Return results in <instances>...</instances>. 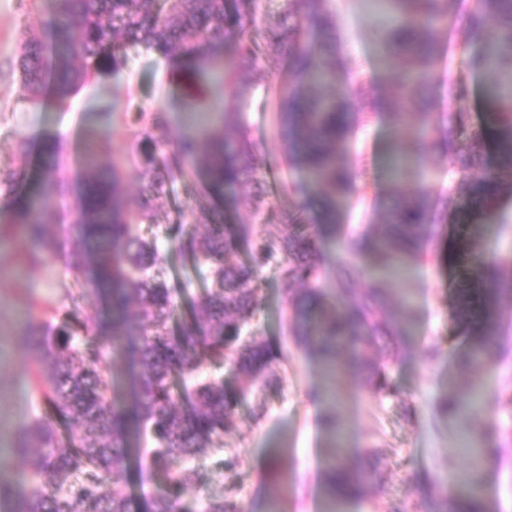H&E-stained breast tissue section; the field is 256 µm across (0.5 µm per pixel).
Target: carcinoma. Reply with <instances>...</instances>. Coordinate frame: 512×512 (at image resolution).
Returning <instances> with one entry per match:
<instances>
[{"instance_id": "1", "label": "carcinoma", "mask_w": 512, "mask_h": 512, "mask_svg": "<svg viewBox=\"0 0 512 512\" xmlns=\"http://www.w3.org/2000/svg\"><path fill=\"white\" fill-rule=\"evenodd\" d=\"M257 0H54L55 18L43 31L23 34L16 57L18 100L31 110L41 109L48 94L63 104L91 80L118 76L129 63L127 50L142 47L176 65L183 73L186 98L203 115L194 133L173 137L163 112H135L132 125L140 142V164L153 175L127 208L119 197L120 163L99 161L98 145H84L83 172L76 193V225L70 266L81 288L68 296L69 314L52 323L55 307L49 299L30 297L26 341L32 351V383L45 403L16 436L13 452L27 460L28 489L20 494L13 482L0 476V512H133L134 494L127 479L131 466H145L166 474V486L144 504L145 512H182L181 498L204 480L200 461L223 447L224 433L234 423L235 409L254 388L279 379L268 375L283 353L257 339L251 329L260 307L256 281L259 272L274 266L285 286L306 289L286 296L293 308L297 343L308 346L324 363L329 381L341 370L336 352L344 349L365 373L368 386L394 397L398 387L386 365L371 362L367 348L376 337L404 338L411 334L406 309L385 308L386 289L351 286L352 275L340 270L330 296L317 287L320 257L314 237L290 215L266 237L252 242L248 259L228 260L250 228L224 227L210 216L208 232L196 225L211 197L245 182L260 183L262 173L253 144L243 131L240 108L261 81L258 45L251 33L256 25ZM390 15L381 42V56L389 72L392 94L373 104L395 123L417 119L413 141L392 131L396 177L405 175L411 157L423 159L427 138L438 137L452 162L467 172L484 161L487 134L494 131L501 153L498 169L484 172L469 184L470 204L498 218L497 199L505 187L503 171L512 170V0H480L477 11L455 13V0H383ZM495 32L485 38L487 20ZM462 21L481 42L476 62L499 86L486 125L467 129L452 119L436 123L423 105L442 55L436 28ZM332 28L329 0H288V12L270 29L266 39L288 53L291 84L279 91L277 134L289 149L292 165L307 178L292 186L300 196L319 192L326 211H336V198L353 189L350 165L342 153L355 129V113L348 96L336 90V51L321 39ZM43 174L39 190L11 211L8 223L22 228L27 247L21 260L46 269L54 259L48 226L55 223L54 200L68 190L58 173L60 146L43 144ZM204 171V201L181 215L163 235L146 237L141 224L156 223L155 202L166 199L178 179ZM27 152L19 162L0 167V194H15L27 182ZM431 197L418 190L395 202L390 219L375 234L348 242V250L371 257L393 271L415 251L430 212ZM176 244L193 265L204 272L207 288L189 301V319L181 336L171 333L177 312L175 289L164 272L167 249L159 238ZM92 273L95 291L112 294V314L94 322L80 319L92 306L93 292L82 287ZM456 313L464 326L490 312L492 297L483 289L479 270L464 268L456 281ZM137 336V370L132 405L117 403L115 361L122 358L125 340ZM494 332L486 331L469 343L466 352L473 378L464 391L443 394L438 413L452 417L477 410L484 383L488 349ZM230 372L234 384L224 381ZM499 437L488 423L477 433L479 447L470 449L473 478L457 492L458 512H489L478 482L483 464L498 456L489 441ZM378 452L368 451L364 469L353 468L336 450L326 482L338 500L360 495L365 476H375ZM422 512H453L448 496L431 494ZM203 512H243L228 495L210 496Z\"/></svg>"}]
</instances>
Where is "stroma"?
Returning <instances> with one entry per match:
<instances>
[{
	"instance_id": "stroma-1",
	"label": "stroma",
	"mask_w": 512,
	"mask_h": 512,
	"mask_svg": "<svg viewBox=\"0 0 512 512\" xmlns=\"http://www.w3.org/2000/svg\"><path fill=\"white\" fill-rule=\"evenodd\" d=\"M330 8L335 17L332 36L336 52L347 62L338 74L339 90L362 82L371 97L390 95L391 82L379 54L383 20L374 0H330ZM53 18L52 0H41L35 9L25 0H0V166L15 162L24 145L29 175L37 177L40 145L53 137L62 146L61 159L69 181H76L80 175L76 157L92 134L99 142L101 158L115 153L125 156L122 197L133 203L139 187L149 179L138 161L133 128L120 114L113 117L111 125H104L97 113L106 105L129 101L146 112L160 107L173 133L179 134L194 126L183 90L173 83L168 62L139 48L131 50L124 73L116 78L99 77L72 99L68 109L52 103L41 112L27 110L18 101L19 75L13 68L18 44L23 32L48 29ZM259 66L264 79L248 95L243 117L249 139L264 158V187L272 208L254 215L250 188L238 187L220 210L224 225H251L254 237L260 238L268 223L302 209L324 256L319 285L331 292L340 261L350 262L357 287H366L378 278L374 263L364 256L349 255L346 243L362 232L380 230L394 198L421 187L436 208L424 228L420 253L406 262V277L387 281V305H410L411 334L404 341L369 350L378 362L390 364L399 389L397 397L373 393L362 372L354 369L343 370L336 385H329L318 357L298 345L288 331L290 310L277 270L268 267L260 273L261 306L253 326L261 339L286 354L274 365L280 386L251 393L240 403L236 426L224 437L223 453L207 456L202 462L206 482L184 494V512H198L203 498L221 491L236 495L246 512H323L324 475L338 430L345 436L350 462L364 461L373 448L383 454L377 482L366 483L362 496L345 502L343 512H390L396 502H418L425 493L421 485L425 477L461 485L470 470L463 443L477 421L495 422L512 434V294L496 293L494 279L484 283L496 294L491 319L496 336L487 359L492 380L479 416L440 417L435 410L437 398L470 379L461 367L469 335L454 311L456 257L469 251L489 270L512 260V194H503L500 200L499 212L508 217V224L487 225L466 204V179L436 146L428 148L422 168L404 180L393 181L386 166L392 122L378 115L358 131L352 144V153L358 158L353 167L357 192L338 204L335 231L324 229L319 222L320 199H302L291 192V184L303 180L304 174L290 164L276 134L274 93L287 82L288 61L279 49L266 47ZM435 74L428 96L434 120L441 122L448 113L458 112L465 127L482 123L492 108L486 73L456 56L440 60ZM458 82L468 88L466 98L460 101L448 95L449 84ZM74 222L75 209L69 206L60 222L50 227L56 253L49 279L38 269L21 266L19 235L0 237V471L19 483L25 482L26 470L11 449L13 437L44 410L26 380L31 354L23 342L25 302L30 296L52 298L56 320L64 319L66 295L75 286L68 270ZM462 224L473 228L465 240L458 234ZM431 346L438 350L433 359L425 354ZM330 413L338 418V430H329L322 422ZM501 446L500 457L487 463L482 472V493L490 512H512V437L502 440ZM234 453L244 464L237 478L228 480L224 458Z\"/></svg>"
}]
</instances>
